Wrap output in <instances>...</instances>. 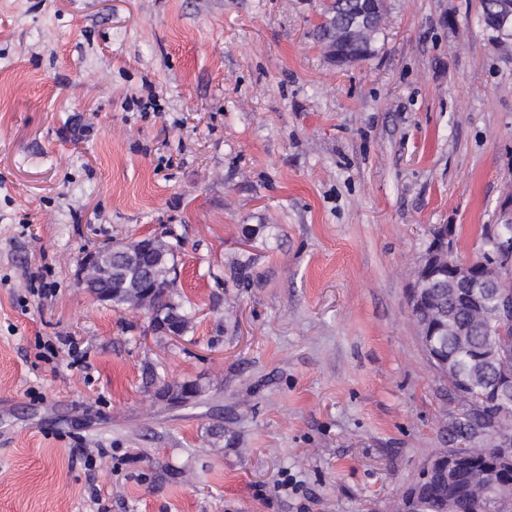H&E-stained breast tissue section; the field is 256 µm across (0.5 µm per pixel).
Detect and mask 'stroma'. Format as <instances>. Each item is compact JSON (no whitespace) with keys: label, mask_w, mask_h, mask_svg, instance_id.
<instances>
[{"label":"stroma","mask_w":512,"mask_h":512,"mask_svg":"<svg viewBox=\"0 0 512 512\" xmlns=\"http://www.w3.org/2000/svg\"><path fill=\"white\" fill-rule=\"evenodd\" d=\"M327 2L0 0V512H399L459 446L408 293L512 203V40L385 0L339 67ZM143 235L184 335L81 282Z\"/></svg>","instance_id":"35a3bbf8"}]
</instances>
